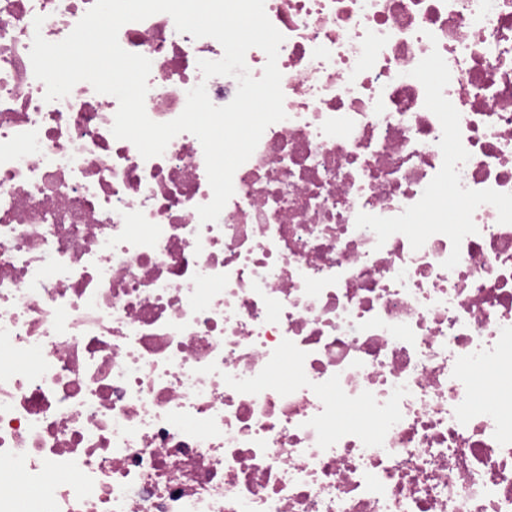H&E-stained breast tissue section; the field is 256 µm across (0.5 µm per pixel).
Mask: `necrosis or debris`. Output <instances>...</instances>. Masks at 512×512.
Returning <instances> with one entry per match:
<instances>
[{
	"label": "necrosis or debris",
	"mask_w": 512,
	"mask_h": 512,
	"mask_svg": "<svg viewBox=\"0 0 512 512\" xmlns=\"http://www.w3.org/2000/svg\"><path fill=\"white\" fill-rule=\"evenodd\" d=\"M93 4L0 0V512H512V0H265L286 117L208 223L196 136L45 101ZM118 41L153 121L236 94Z\"/></svg>",
	"instance_id": "necrosis-or-debris-1"
}]
</instances>
